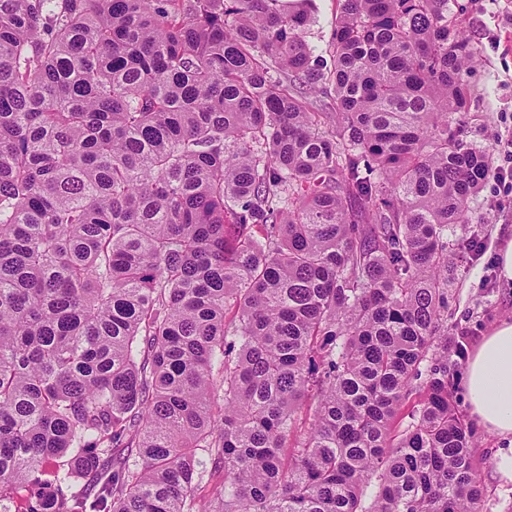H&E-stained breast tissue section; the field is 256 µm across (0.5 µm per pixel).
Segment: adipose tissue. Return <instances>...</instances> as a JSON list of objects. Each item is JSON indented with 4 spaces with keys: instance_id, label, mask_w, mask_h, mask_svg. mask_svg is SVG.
Listing matches in <instances>:
<instances>
[{
    "instance_id": "obj_1",
    "label": "adipose tissue",
    "mask_w": 512,
    "mask_h": 512,
    "mask_svg": "<svg viewBox=\"0 0 512 512\" xmlns=\"http://www.w3.org/2000/svg\"><path fill=\"white\" fill-rule=\"evenodd\" d=\"M464 386L477 423L496 434L512 435V321H502L479 344Z\"/></svg>"
}]
</instances>
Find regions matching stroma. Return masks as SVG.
Wrapping results in <instances>:
<instances>
[{"label":"stroma","instance_id":"1","mask_svg":"<svg viewBox=\"0 0 512 512\" xmlns=\"http://www.w3.org/2000/svg\"><path fill=\"white\" fill-rule=\"evenodd\" d=\"M336 0H311V23L303 38L315 54L328 55ZM454 10L461 29L476 47L470 65L471 100L462 119L469 142L493 149L497 135L512 129V0H457ZM471 230L479 251L457 263L458 276L448 303V333L469 338V349L502 320L512 318V286L500 278L498 251L512 236V186L487 181L473 205ZM482 458L484 512H506L512 506V478L498 468L512 457V436L504 437L476 428Z\"/></svg>","mask_w":512,"mask_h":512}]
</instances>
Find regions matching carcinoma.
I'll return each mask as SVG.
<instances>
[{
	"label": "carcinoma",
	"mask_w": 512,
	"mask_h": 512,
	"mask_svg": "<svg viewBox=\"0 0 512 512\" xmlns=\"http://www.w3.org/2000/svg\"><path fill=\"white\" fill-rule=\"evenodd\" d=\"M280 2L0 0V512H483L475 48L337 0L326 61Z\"/></svg>",
	"instance_id": "obj_1"
}]
</instances>
